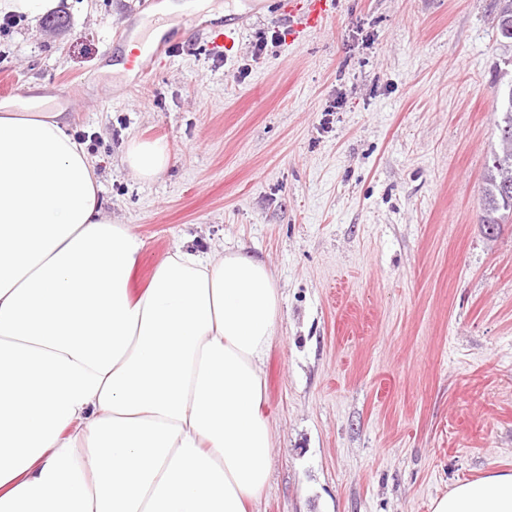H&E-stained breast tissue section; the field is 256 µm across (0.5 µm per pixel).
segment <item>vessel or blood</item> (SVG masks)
Masks as SVG:
<instances>
[{"label": "vessel or blood", "instance_id": "1", "mask_svg": "<svg viewBox=\"0 0 512 512\" xmlns=\"http://www.w3.org/2000/svg\"><path fill=\"white\" fill-rule=\"evenodd\" d=\"M163 0H139V12L152 18L153 27L142 35H135L133 29L116 31L112 40L113 49L138 38L140 50L137 61L127 62L125 70L131 85H138L151 76L154 68L166 65L174 48L178 45V28L172 27L161 10ZM240 10L225 14L223 20L205 22L201 25L205 43L209 49L232 48L240 26L247 23L257 11L264 8L266 0H242ZM277 9L288 21V34L292 40H299L305 34L322 29L336 13L335 0H277Z\"/></svg>", "mask_w": 512, "mask_h": 512}]
</instances>
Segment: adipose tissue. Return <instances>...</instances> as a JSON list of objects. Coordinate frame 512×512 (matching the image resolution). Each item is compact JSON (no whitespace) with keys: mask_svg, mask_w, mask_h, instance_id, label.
I'll return each instance as SVG.
<instances>
[{"mask_svg":"<svg viewBox=\"0 0 512 512\" xmlns=\"http://www.w3.org/2000/svg\"><path fill=\"white\" fill-rule=\"evenodd\" d=\"M169 160L159 141L123 157L143 180ZM99 188L59 113H0V512H259L275 279L179 248L132 291L144 243ZM432 512H512V472Z\"/></svg>","mask_w":512,"mask_h":512,"instance_id":"1","label":"adipose tissue"}]
</instances>
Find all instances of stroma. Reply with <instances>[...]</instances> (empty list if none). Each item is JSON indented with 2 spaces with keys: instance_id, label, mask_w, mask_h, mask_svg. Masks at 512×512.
Masks as SVG:
<instances>
[{
  "instance_id": "obj_1",
  "label": "stroma",
  "mask_w": 512,
  "mask_h": 512,
  "mask_svg": "<svg viewBox=\"0 0 512 512\" xmlns=\"http://www.w3.org/2000/svg\"><path fill=\"white\" fill-rule=\"evenodd\" d=\"M134 3L59 0L66 26H0V74L49 112L57 83L74 89L68 131L144 242L132 288L183 245L242 246L273 271L261 512H431L511 471L512 224L480 222L495 0H336L324 29L259 56L288 29L277 9L228 54L189 26L128 93L111 49ZM134 137L172 151L153 180L121 163Z\"/></svg>"
}]
</instances>
